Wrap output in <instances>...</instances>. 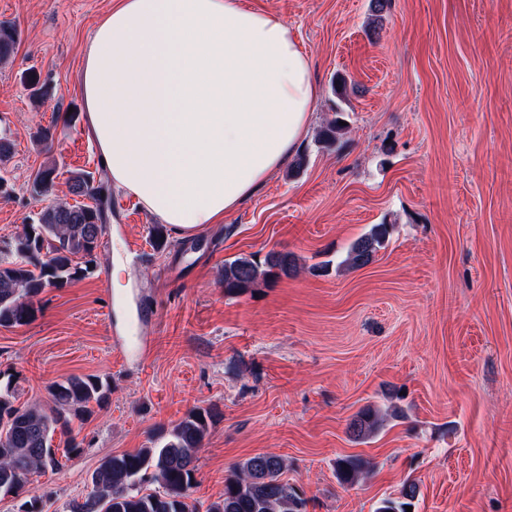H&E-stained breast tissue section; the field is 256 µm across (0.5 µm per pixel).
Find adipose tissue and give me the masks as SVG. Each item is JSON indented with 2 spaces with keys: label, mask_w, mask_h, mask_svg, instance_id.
Returning a JSON list of instances; mask_svg holds the SVG:
<instances>
[{
  "label": "adipose tissue",
  "mask_w": 512,
  "mask_h": 512,
  "mask_svg": "<svg viewBox=\"0 0 512 512\" xmlns=\"http://www.w3.org/2000/svg\"><path fill=\"white\" fill-rule=\"evenodd\" d=\"M79 92L113 187L181 238L223 223L294 156L317 85L287 23L246 0H115Z\"/></svg>",
  "instance_id": "obj_1"
}]
</instances>
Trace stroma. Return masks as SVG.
I'll use <instances>...</instances> for the list:
<instances>
[{"label":"stroma","mask_w":512,"mask_h":512,"mask_svg":"<svg viewBox=\"0 0 512 512\" xmlns=\"http://www.w3.org/2000/svg\"><path fill=\"white\" fill-rule=\"evenodd\" d=\"M112 3L0 0L18 32L0 62V137L13 144L0 240L44 207L31 181L49 161L57 201L78 203L70 180L91 175L106 226L93 273L45 289L28 325L0 327V383L19 402L48 406V386L72 375L112 387L80 451L32 477L43 512H68L103 458L145 447L196 405L219 413L198 453L201 504L223 496L231 464L272 453L308 512H375L408 479L412 512H512V0H390L379 17L372 0H248L279 13L313 60L307 165L162 251L155 217L113 189L84 133V51ZM31 78L46 97L31 96ZM337 117L345 133L323 147L316 131ZM48 125L47 152L34 134ZM381 223L391 233L375 260L340 266ZM131 240L118 292L104 273ZM272 250L300 273L225 293V259ZM369 404L406 417L353 440L347 424ZM347 455L371 464L352 487L336 479Z\"/></svg>","instance_id":"35a3bbf8"}]
</instances>
